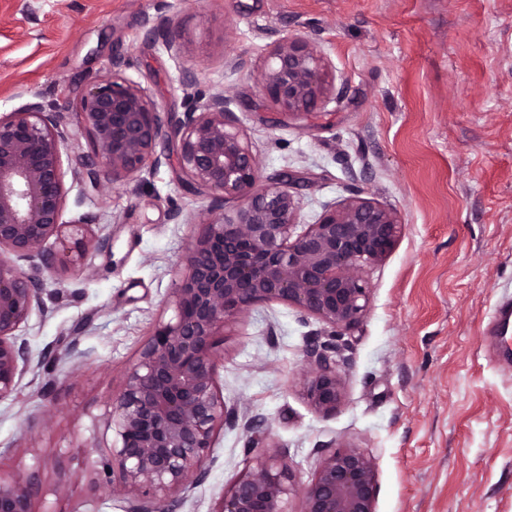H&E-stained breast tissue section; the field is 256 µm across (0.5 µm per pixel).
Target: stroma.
Segmentation results:
<instances>
[{"mask_svg": "<svg viewBox=\"0 0 512 512\" xmlns=\"http://www.w3.org/2000/svg\"><path fill=\"white\" fill-rule=\"evenodd\" d=\"M161 17L200 56L201 89L231 97L263 177H306L300 223L355 194L403 223L342 335L285 302L226 324L218 391L239 418L217 428L178 512H216L259 445L290 465V512L321 459L347 445L376 462V512H512V365L482 338L512 295V0H0V113L35 93L68 106L118 55L157 104L181 110L180 62L145 37ZM296 32L333 77L301 120L279 116L258 85L273 41ZM66 187L65 220L91 216L112 249L89 252L86 273L44 278V307L18 332L31 363L0 400V478L32 475L34 512H125L112 401L173 315L168 293L205 201L166 164L135 192ZM312 349L333 351L344 381L327 415L303 391Z\"/></svg>", "mask_w": 512, "mask_h": 512, "instance_id": "obj_1", "label": "stroma"}]
</instances>
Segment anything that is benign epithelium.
<instances>
[{
	"mask_svg": "<svg viewBox=\"0 0 512 512\" xmlns=\"http://www.w3.org/2000/svg\"><path fill=\"white\" fill-rule=\"evenodd\" d=\"M147 35L183 61L184 111L159 109L125 76L126 60L117 56L73 105L89 151L75 150L64 109L37 94L0 115V399L14 392L29 365L16 332L42 305L41 274L57 272L56 257L43 249L46 240L67 242L65 264L79 271L90 250H111L110 240L91 233L92 217L63 220L66 175L94 189L104 181L137 187L162 164H175L181 186L208 203L170 292L174 317L153 327L112 402L119 437L112 470L126 512H176L177 493L206 475L216 428L237 415L217 387L225 324L253 304L286 302L319 319L331 336L349 329L369 305L367 272L394 250L402 221L353 196L325 205L316 223L297 231L294 186L301 176L262 177L231 100L222 89L198 88L193 52L171 20ZM329 76L327 56L308 35L293 33L270 47L261 89L282 114L301 118L327 97ZM161 140L170 152L157 153ZM19 261L38 274L23 272ZM304 393L323 414L344 401V384L327 355L306 373ZM291 478L285 455L262 448L215 512H288ZM32 496L24 473L0 480V512H33ZM377 497L375 460L343 446L322 459L305 486L301 512H376Z\"/></svg>",
	"mask_w": 512,
	"mask_h": 512,
	"instance_id": "obj_1",
	"label": "benign epithelium"
}]
</instances>
